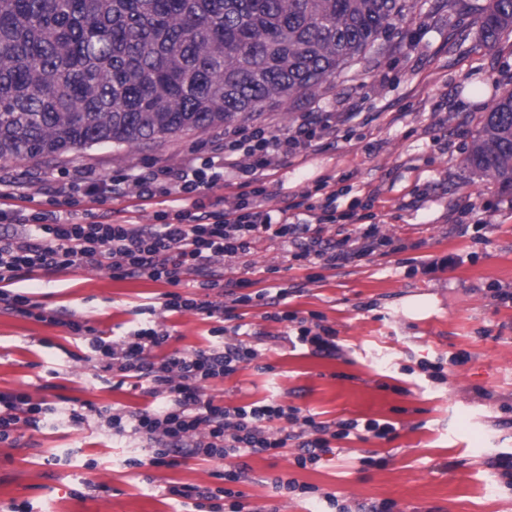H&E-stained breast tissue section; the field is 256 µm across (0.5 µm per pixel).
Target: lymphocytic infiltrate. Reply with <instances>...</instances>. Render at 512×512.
I'll use <instances>...</instances> for the list:
<instances>
[{"mask_svg": "<svg viewBox=\"0 0 512 512\" xmlns=\"http://www.w3.org/2000/svg\"><path fill=\"white\" fill-rule=\"evenodd\" d=\"M348 118L345 112L311 109L281 135H269L257 128L245 136L239 129L228 128L222 142L208 156L147 174L94 180L86 171H74V183L83 184L86 195L100 201L129 198L149 204L162 199L163 207L155 211L150 224L112 222L103 215L78 221L63 215V208L72 204L71 185L53 191L62 200L59 210L17 208L5 203V194L0 191V303L30 316L35 303L27 295L9 290L16 281L59 275L78 266L105 268L116 278H144L170 285V292L162 296V306L170 312L223 316L221 307L179 293L178 288H232L234 303L257 300L272 306L271 321L294 323L299 344L318 354H333L334 330L307 325L296 313L282 310L287 289L266 288L250 294L245 290V281H225L223 273L214 270L213 265L225 257L249 255L257 243L267 238L280 241L293 259L311 257L328 268L374 253L380 243L375 225H367L355 238L326 235V225L356 221L354 213H337L335 194L326 195L320 204H305V211H321L312 223L286 207L266 208L267 191L257 183L259 173L306 152L313 142L335 136L338 125ZM229 172L237 176L239 191L231 207L221 208L209 202L208 196L223 186ZM54 322L65 325L74 335L89 336L91 358L103 372L136 380L157 403L135 412L98 408L86 415L59 408L45 398L36 400L26 393L0 392V443L13 441L20 429H36L51 420L65 418L79 425L87 417H94L113 435L146 448L144 457L127 458L126 466H172L181 459L223 463L221 486L168 487V495L194 502L197 512H241L240 494L233 489L244 473L239 458L276 455L288 445V432H271L273 422L282 420L298 427V468L319 465L323 455L331 451L330 439L321 437L325 426L314 416L272 400L230 407L207 395L208 382L229 377L241 365L257 358V350L243 342L229 343L219 336L208 348L175 351L156 363L152 354L167 343L169 333L155 321L139 322L124 336L112 339L90 336L89 326L76 320L58 316Z\"/></svg>", "mask_w": 512, "mask_h": 512, "instance_id": "1", "label": "lymphocytic infiltrate"}]
</instances>
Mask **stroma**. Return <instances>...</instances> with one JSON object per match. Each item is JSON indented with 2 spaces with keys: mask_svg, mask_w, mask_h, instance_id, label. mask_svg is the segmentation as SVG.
<instances>
[{
  "mask_svg": "<svg viewBox=\"0 0 512 512\" xmlns=\"http://www.w3.org/2000/svg\"><path fill=\"white\" fill-rule=\"evenodd\" d=\"M479 2L411 0L382 50L328 79L314 97L326 112L358 102L359 114L335 138L262 177L274 210L315 193L321 178L336 192L337 212L372 203L383 246L335 269L290 259L276 240L259 242L248 259L220 262L225 278L250 280L253 290L287 289L286 310L335 331V355L293 345L285 324L267 320L265 305L236 306L229 320L172 313L158 306L169 285L116 279L105 269L76 268L11 287L43 313H65L104 337L131 330L139 311L153 308L170 334L166 354L207 348L220 327L235 341L234 326L244 324L257 361L210 382L208 394L228 406L273 399L329 426L351 419L393 424L388 439L331 441L315 468L296 466L293 440L280 455L246 457V479L235 485L242 512H315V501L276 489L279 478L354 507L387 501L391 512H512V489L496 466L512 457V299L492 297L498 288L512 292V191L465 162L482 115L512 92V30L482 42L474 24ZM219 135L212 128L38 163L20 157L0 161V172L14 176L33 208L45 209L74 166L98 178L145 174L207 156ZM73 199L80 215L153 221V206L132 199L100 204L80 191ZM453 214L462 215L467 232H451ZM451 253L463 263L420 272L421 263ZM460 352L468 362L448 365ZM88 353L87 340L67 328L0 307V392L63 408L150 405L130 384L98 378ZM437 362L445 365L441 382L421 369ZM138 453L92 419L22 429L15 444H0V512L24 501L33 512H177L164 487L219 483L221 463L125 467ZM86 457L94 467L83 465Z\"/></svg>",
  "mask_w": 512,
  "mask_h": 512,
  "instance_id": "stroma-1",
  "label": "stroma"
}]
</instances>
